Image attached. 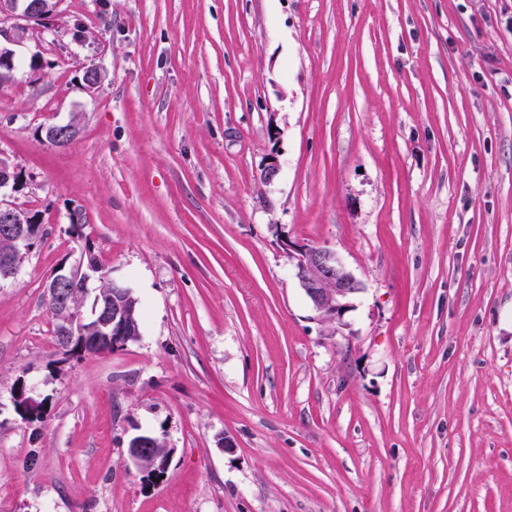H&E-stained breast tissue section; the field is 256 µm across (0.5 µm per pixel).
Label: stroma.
Instances as JSON below:
<instances>
[{"instance_id":"1","label":"stroma","mask_w":512,"mask_h":512,"mask_svg":"<svg viewBox=\"0 0 512 512\" xmlns=\"http://www.w3.org/2000/svg\"><path fill=\"white\" fill-rule=\"evenodd\" d=\"M14 50L46 233L0 283V512H512V0H62ZM288 241L361 282L342 323ZM88 244L140 334L65 355L45 284ZM42 133H44L45 140L59 142H49L51 145L61 147L68 145V143H72L76 139L78 135V126L74 122L56 124L42 128ZM157 441L156 450L160 458L167 456L162 444L157 437H154ZM154 438L150 434H142L135 437L130 443L128 448V454L131 460L138 466L143 467L148 463H152L153 466L163 467L167 461H162L155 452Z\"/></svg>"}]
</instances>
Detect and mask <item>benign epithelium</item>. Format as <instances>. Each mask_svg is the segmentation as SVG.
<instances>
[{
  "instance_id": "obj_1",
  "label": "benign epithelium",
  "mask_w": 512,
  "mask_h": 512,
  "mask_svg": "<svg viewBox=\"0 0 512 512\" xmlns=\"http://www.w3.org/2000/svg\"><path fill=\"white\" fill-rule=\"evenodd\" d=\"M61 0H0V14L14 19L8 29L0 28V69L14 70L15 51L12 46L21 42L31 22L56 15ZM44 138L56 142H73L78 126L73 122L56 124L42 129ZM21 170L7 155L0 152V236L8 238L13 249L0 253V282L15 277L20 269L19 255L30 250V244L43 237L44 225L32 220L14 201L20 183ZM288 256L294 262L297 276L312 308L322 320H339L348 308L350 298L361 292V283L345 268L336 253L330 249L308 244H286ZM109 277L80 259L69 268L54 272L47 283V292L57 305L66 308L72 288L76 284L87 286L91 275ZM109 297L95 300L92 317L64 313L58 327L59 335L79 337L100 351H108L120 342L139 335V325L129 314L136 299L131 289L112 282ZM128 454L139 467L149 463L163 467L155 452L154 438L149 434L135 437Z\"/></svg>"
}]
</instances>
